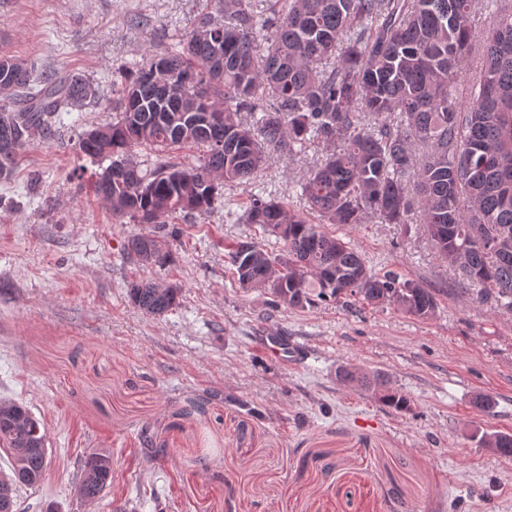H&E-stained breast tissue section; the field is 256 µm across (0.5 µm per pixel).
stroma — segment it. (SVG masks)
<instances>
[{
    "label": "stroma",
    "instance_id": "stroma-1",
    "mask_svg": "<svg viewBox=\"0 0 512 512\" xmlns=\"http://www.w3.org/2000/svg\"><path fill=\"white\" fill-rule=\"evenodd\" d=\"M207 0H0V56L36 74L112 83L154 46L177 45ZM100 104L62 113L54 136L24 150L0 180V401L41 420L50 452L42 482L17 490L22 512H512V460L483 434H512V311L463 288L423 224H329L373 271L429 288L417 318L353 297L278 305L239 286L224 255L242 236L254 189L307 212L300 183L325 155L312 144L227 186L207 219H113L87 181L80 134L116 121ZM177 231L174 262L127 258L128 238ZM161 279L180 298L142 314L129 283ZM275 332L295 343L289 367L266 355ZM378 371L411 405L398 413L339 377ZM164 449L146 456L144 438ZM112 458L97 500L77 493L82 460Z\"/></svg>",
    "mask_w": 512,
    "mask_h": 512
}]
</instances>
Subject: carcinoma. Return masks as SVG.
<instances>
[{
  "label": "carcinoma",
  "mask_w": 512,
  "mask_h": 512,
  "mask_svg": "<svg viewBox=\"0 0 512 512\" xmlns=\"http://www.w3.org/2000/svg\"><path fill=\"white\" fill-rule=\"evenodd\" d=\"M495 23L482 43L469 99L458 94L472 51L477 0H211V11L177 48L150 49L112 85L119 119L78 138V154L108 159L109 180L89 175L93 195L112 217L156 224L177 214L206 219L226 185H246L270 161L292 160L308 145L330 146L301 185L320 218L314 224L274 197L253 195L246 224L284 244L279 254L251 236L227 257L240 287L270 293L287 308L312 296L350 295L367 306L393 305L431 317L435 295L394 272L377 273L320 224H362L369 217L422 224L448 265L512 310V3L491 0ZM102 95L79 75L37 79L24 60L0 56V179L21 152L49 140L55 119ZM250 113V122L238 115ZM195 148V162L144 165L135 149ZM128 257L145 266L173 263L165 237L135 235ZM180 288L164 280L129 285L131 303L160 316ZM380 404L409 409L383 377L342 371ZM485 445L512 457V434ZM0 447L11 475H0V512H17L16 487L41 482L49 463L40 421L22 404L0 401ZM112 484V458L81 463L79 495L100 497Z\"/></svg>",
  "instance_id": "carcinoma-1"
}]
</instances>
